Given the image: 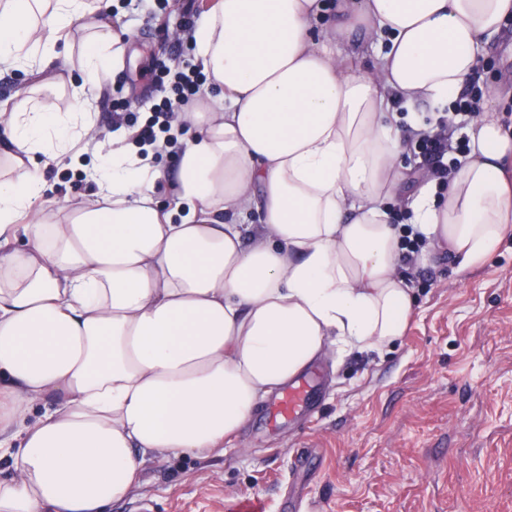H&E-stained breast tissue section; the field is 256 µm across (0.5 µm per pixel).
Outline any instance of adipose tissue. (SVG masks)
<instances>
[{"label": "adipose tissue", "mask_w": 512, "mask_h": 512, "mask_svg": "<svg viewBox=\"0 0 512 512\" xmlns=\"http://www.w3.org/2000/svg\"><path fill=\"white\" fill-rule=\"evenodd\" d=\"M322 8L216 0L200 15L207 87L174 113L167 172L132 129H94V90L123 55L101 5L0 0V72L84 76L70 110L29 97L0 112V456L15 471L0 512H102L146 455L223 452L316 360L403 336L413 297L386 204L406 133L475 77L512 0H339L316 38ZM465 133L446 190L408 199L424 256L448 251L461 272L512 233V135L487 113ZM81 142L96 191L35 211L44 169L81 166Z\"/></svg>", "instance_id": "1"}]
</instances>
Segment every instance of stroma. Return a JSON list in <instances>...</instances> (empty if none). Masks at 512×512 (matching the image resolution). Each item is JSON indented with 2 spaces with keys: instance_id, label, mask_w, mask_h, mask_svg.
Wrapping results in <instances>:
<instances>
[{
  "instance_id": "1",
  "label": "stroma",
  "mask_w": 512,
  "mask_h": 512,
  "mask_svg": "<svg viewBox=\"0 0 512 512\" xmlns=\"http://www.w3.org/2000/svg\"><path fill=\"white\" fill-rule=\"evenodd\" d=\"M208 0H112L113 32L127 50L97 97L96 128L113 107L144 126L141 98L168 60L185 10ZM512 89V22L488 46L475 77ZM36 210L89 195L84 170L48 167ZM413 290L404 336L383 352L326 357L313 423H274L270 401L205 456L146 457L129 495L106 512H230L261 498L265 512H512V234L462 274L448 253L402 266ZM308 467H297V456Z\"/></svg>"
}]
</instances>
